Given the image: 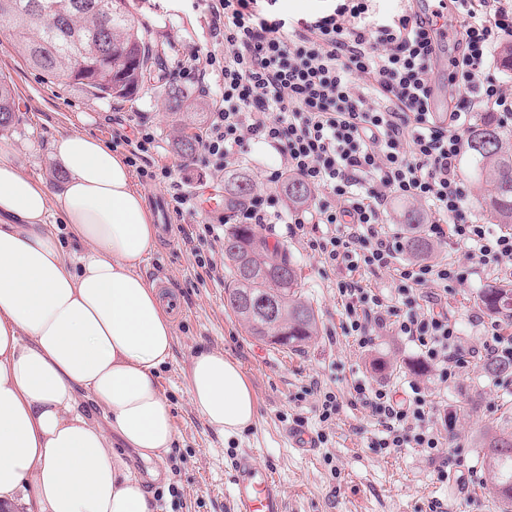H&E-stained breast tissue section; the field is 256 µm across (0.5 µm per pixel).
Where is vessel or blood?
I'll use <instances>...</instances> for the list:
<instances>
[{"label":"vessel or blood","instance_id":"obj_1","mask_svg":"<svg viewBox=\"0 0 512 512\" xmlns=\"http://www.w3.org/2000/svg\"><path fill=\"white\" fill-rule=\"evenodd\" d=\"M232 484V512H285L279 480L272 471L257 465L251 454L238 458Z\"/></svg>","mask_w":512,"mask_h":512}]
</instances>
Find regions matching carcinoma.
<instances>
[{
	"label": "carcinoma",
	"mask_w": 512,
	"mask_h": 512,
	"mask_svg": "<svg viewBox=\"0 0 512 512\" xmlns=\"http://www.w3.org/2000/svg\"><path fill=\"white\" fill-rule=\"evenodd\" d=\"M32 0H0V22L8 26L15 49L34 69L50 78H63L96 99H132L151 79L156 62L148 42L139 34L126 0H39L47 10L44 26L26 16ZM111 12L101 44L94 35L102 27L101 11ZM188 96L179 87L168 93L172 112L188 110ZM16 112L15 90L0 76V131L8 128ZM467 149L473 162L476 188L482 192L486 212L497 224H512V142L502 135L494 113H483L470 129ZM288 200L305 204L310 189L300 180L287 181ZM228 204L241 202L252 192L251 180L230 175L224 179ZM401 223L414 228L406 241L413 256L432 253L434 244L420 230L419 210L408 207ZM224 256L230 262L231 282L224 289L227 304L251 336L297 351L317 335L318 319L303 295L295 264L278 246H270L254 224H233L224 235ZM491 314L512 320V289L489 288L480 297ZM512 359H489L484 371L505 378ZM488 470V492L512 512V429L486 432L483 442Z\"/></svg>",
	"instance_id": "obj_1"
}]
</instances>
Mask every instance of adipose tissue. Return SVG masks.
<instances>
[{
    "instance_id": "1",
    "label": "adipose tissue",
    "mask_w": 512,
    "mask_h": 512,
    "mask_svg": "<svg viewBox=\"0 0 512 512\" xmlns=\"http://www.w3.org/2000/svg\"><path fill=\"white\" fill-rule=\"evenodd\" d=\"M55 154L66 175L58 192L0 150V506L153 512L111 438L145 460L174 444L157 386L172 355L171 316L141 272L158 229L131 168L106 143L68 134ZM188 393L224 436L256 418L253 390L223 351L192 357ZM85 400L110 428L82 411Z\"/></svg>"
}]
</instances>
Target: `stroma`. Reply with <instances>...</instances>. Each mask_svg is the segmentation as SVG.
<instances>
[{
  "mask_svg": "<svg viewBox=\"0 0 512 512\" xmlns=\"http://www.w3.org/2000/svg\"><path fill=\"white\" fill-rule=\"evenodd\" d=\"M131 16L151 45L158 62L154 79L130 100H100L61 80L47 79L26 64L15 51L6 29L0 27V74L11 79L16 92V117L0 132V146L8 148L28 176L58 189L64 179L54 158V144L64 135L87 133L104 143H116L127 154L128 139L140 125L151 127L155 147L149 164L178 167L185 160L177 143L181 135L195 134L190 116L165 106L170 86L177 85L211 110L213 98L191 77L177 73V63L193 49L219 52L209 18L195 0H128ZM274 150L250 145L232 171L248 177L254 192L268 190L265 174L278 164ZM205 208L185 220L173 221L170 235L159 236L143 273L155 285L166 286L181 305L173 317L172 357L158 376V388L168 402L175 428V443L162 460L144 462L124 449L128 464L144 480L155 512H230L232 470L246 451L256 462L272 469L281 482L287 512H429L432 501L442 512H498L486 489L482 441L486 430L512 422V382L487 376L475 362L460 381L439 384L433 371L423 367L415 347L380 332L374 344L359 347L342 330V305L336 282L342 271L323 265L310 239L323 228L310 224L305 235H291L283 224H261L257 230L269 244L282 246L301 273L304 297L319 316V332L301 350L273 347L250 336L224 301L230 263L223 242H215L219 279L197 266L189 245L182 240V224L215 221ZM442 261H469L473 273L448 295V311L460 323L466 342L477 343L480 328L469 316L480 305L485 289L511 287L512 275L493 270L479 256L452 244L435 252ZM221 349L241 364L256 398L252 428L224 438L211 429L189 402L186 373L198 349ZM386 364L373 368L374 361ZM385 383L406 392L418 382L435 395L439 406L458 411L450 442L448 478L439 480L434 464L419 448H394L381 454L368 442L378 425L368 409L347 401L354 384ZM333 391L345 402L333 421L320 422L317 393L311 385ZM303 428L325 432L326 444L302 450L287 440L289 431ZM472 471L467 488L456 482L459 472Z\"/></svg>",
  "mask_w": 512,
  "mask_h": 512,
  "instance_id": "35a3bbf8",
  "label": "stroma"
}]
</instances>
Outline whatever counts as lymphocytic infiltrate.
Wrapping results in <instances>:
<instances>
[{
	"label": "lymphocytic infiltrate",
	"instance_id": "obj_1",
	"mask_svg": "<svg viewBox=\"0 0 512 512\" xmlns=\"http://www.w3.org/2000/svg\"><path fill=\"white\" fill-rule=\"evenodd\" d=\"M203 2L225 45L223 53L205 55L214 104L198 135L203 162L221 172L246 143H262L279 156L269 184L292 176L312 192L303 208L272 192L253 194L232 207L235 223L285 224L294 235L308 224L332 226L311 246L327 266L347 272L336 283L342 330L360 347L391 331L414 345L443 384L456 383L474 360L511 359L512 335L497 323L474 314L484 334L473 346L448 314V294L468 280L470 267L398 262L406 235L387 226L392 200L414 201L428 216V237L477 248L483 262L512 267V233L491 232L468 212L461 173L475 113L495 112L512 123V88L491 73L512 37V0H451L460 27L448 41L442 11L421 17L419 0H405L399 14L383 20L370 0H338L311 19L281 14L278 0ZM450 46L446 79L456 102L438 121L430 109L431 74L437 53ZM154 143V134L141 130L129 166L146 182L167 184L177 216L192 213L186 177L142 167ZM390 270L397 280L390 293L355 277ZM351 401L376 417L380 430L371 446L380 453L411 444L437 455L457 421L455 409L436 410L417 382L401 398L387 384L359 383Z\"/></svg>",
	"mask_w": 512,
	"mask_h": 512
}]
</instances>
